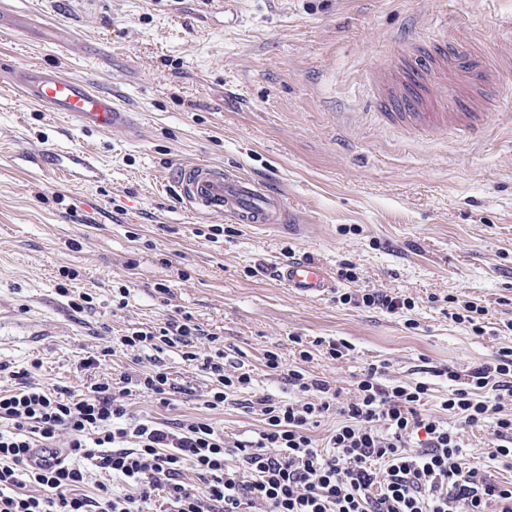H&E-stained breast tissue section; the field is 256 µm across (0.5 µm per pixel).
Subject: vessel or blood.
Instances as JSON below:
<instances>
[{
  "label": "vessel or blood",
  "instance_id": "vessel-or-blood-1",
  "mask_svg": "<svg viewBox=\"0 0 512 512\" xmlns=\"http://www.w3.org/2000/svg\"><path fill=\"white\" fill-rule=\"evenodd\" d=\"M503 36L512 39V26L502 33L471 35L450 48L437 46L427 64L404 69L395 78L387 120L402 128L431 133L465 132L484 124L487 113L475 111L470 98L455 97L447 77L461 72L476 82L493 75H511L512 63L501 60L498 49ZM10 85L24 100L85 128L110 133L133 124L131 113L120 109L111 94L65 77L53 67L13 68ZM172 179L180 199L199 215H219L239 224L277 225L290 220L284 195L270 182L204 162L178 168ZM276 276L285 286L310 298L324 297L334 289L326 267L308 257L282 263Z\"/></svg>",
  "mask_w": 512,
  "mask_h": 512
}]
</instances>
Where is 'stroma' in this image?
Returning a JSON list of instances; mask_svg holds the SVG:
<instances>
[{
	"mask_svg": "<svg viewBox=\"0 0 512 512\" xmlns=\"http://www.w3.org/2000/svg\"><path fill=\"white\" fill-rule=\"evenodd\" d=\"M24 29L0 32V72L42 64L116 93L132 130L105 134L42 111L0 81V390L15 375L52 390L137 370L118 339L190 312L224 340L227 365L250 388L224 406L205 404L209 382L177 354L160 355L181 392L162 407L128 396L158 422L203 420L226 440L256 437L258 401L297 398L285 369L353 399L373 363L385 382L425 381L421 413L447 423L495 483L512 467L485 458L491 427H461L444 411L449 381L512 348V81L491 78L476 137H438L386 122L372 101L385 69L404 68L430 47L435 22L462 33L512 22V0H0ZM56 24L66 49L38 42ZM90 154L98 174H60L36 156ZM210 161L277 184L293 211L276 230L203 217L168 179L182 163ZM221 226L212 235V226ZM323 262L333 294L304 297L281 284L288 257ZM353 266V279L337 273ZM167 282L168 293L155 289ZM129 289L118 307L115 288ZM405 295L404 313L339 302L362 290ZM90 293L85 310L70 298ZM485 306L482 333L456 323L448 296ZM311 343L299 359L294 337ZM318 339L346 340L334 360ZM113 347L98 369L82 358ZM277 352L283 371L265 365Z\"/></svg>",
	"mask_w": 512,
	"mask_h": 512,
	"instance_id": "1",
	"label": "stroma"
}]
</instances>
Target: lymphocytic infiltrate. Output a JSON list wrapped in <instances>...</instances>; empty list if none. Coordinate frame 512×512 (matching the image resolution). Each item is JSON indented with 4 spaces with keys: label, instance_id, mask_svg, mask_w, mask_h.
Instances as JSON below:
<instances>
[{
    "label": "lymphocytic infiltrate",
    "instance_id": "obj_1",
    "mask_svg": "<svg viewBox=\"0 0 512 512\" xmlns=\"http://www.w3.org/2000/svg\"><path fill=\"white\" fill-rule=\"evenodd\" d=\"M206 340L209 348L199 351ZM220 337L194 323L191 314L169 315L158 330L122 336L127 351L177 350L183 361L210 376L207 405L217 408L251 383L248 372L224 366ZM266 367L286 371L297 401L261 398L265 428L253 440L226 442L201 421L157 422L130 414L127 398L146 394L171 406L178 391L159 361L125 375L120 389L110 381L89 383L60 395L25 382L0 393V512H512V481L487 480L464 454L456 435L441 421L422 416L426 382L384 384L385 371L368 367L353 401L337 406V391L311 378L302 367L284 369L277 353L265 354ZM444 410L474 428L492 423L490 460H512V349L494 363L459 375ZM341 422L326 446L310 429L329 411ZM421 435L420 449L407 450ZM55 456L30 465L35 444ZM197 478L182 479L184 466ZM111 473L133 493L101 488L97 497L76 494L89 468Z\"/></svg>",
    "mask_w": 512,
    "mask_h": 512
}]
</instances>
